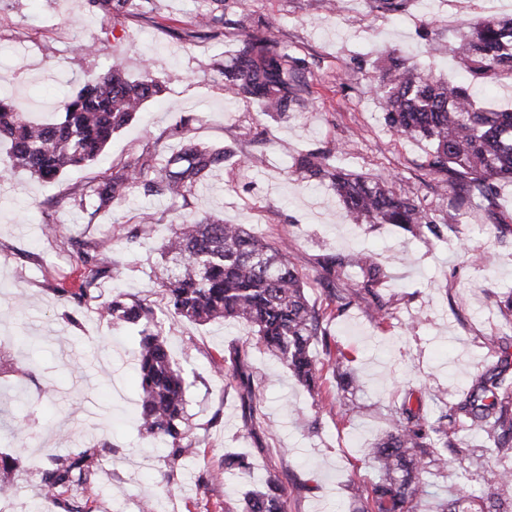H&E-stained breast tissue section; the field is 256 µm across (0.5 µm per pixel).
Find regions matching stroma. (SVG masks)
<instances>
[{
    "mask_svg": "<svg viewBox=\"0 0 512 512\" xmlns=\"http://www.w3.org/2000/svg\"><path fill=\"white\" fill-rule=\"evenodd\" d=\"M489 14L511 15L512 0H411L398 13L369 0H137L132 9L94 0H0V97L33 118H57L59 100L111 64L162 85L98 161L54 181L11 171L9 145L0 143V409L17 421L15 434L0 437V453L19 461L0 512H48L43 469L86 449L103 465L93 490L77 496L90 512H141L146 499L155 512H240L244 492L270 471L289 488L286 512H353L349 486L375 480L362 450L391 430L394 398L414 390L427 416L437 417L445 390H464L495 362L486 339L512 328L496 303L512 291V232L467 208L438 236L390 224L355 229L335 193L297 173L293 161L307 150L332 151L337 166L390 176L397 193L445 215L452 193L438 188L423 144L389 131L372 87L392 50L455 80L452 58L432 59L419 37L422 20L433 19L437 37L453 47L456 33ZM264 22L302 61L309 99L277 121L256 102L228 97L218 74ZM179 123L229 153L185 197L138 189L107 213L71 206V197L108 182L130 158L179 150ZM148 215L153 228L139 235ZM208 217L249 225L285 246L319 308L328 291L343 293L360 279L350 269L325 280L323 258L373 254L384 272L377 300L326 325L352 360L358 382L345 399L360 415L340 416L333 405L336 380L323 351L315 353L320 379L311 392L256 345L246 323L201 325L166 313L153 275L159 249L173 224ZM89 245L120 271L100 279L99 302L120 294L160 311L170 355L187 373L197 453L178 468L137 420L136 329L100 320L94 306L61 294L78 281V252ZM233 357L259 395L250 414L235 379L217 368ZM31 362L32 377L16 379L14 367ZM449 440L434 491L443 495L464 481L475 494L490 492L499 461L466 472L469 455L486 444L484 433L468 428ZM228 454L243 455L248 471H225ZM206 470L218 476L207 486Z\"/></svg>",
    "mask_w": 512,
    "mask_h": 512,
    "instance_id": "1",
    "label": "stroma"
}]
</instances>
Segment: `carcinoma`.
<instances>
[{"mask_svg": "<svg viewBox=\"0 0 512 512\" xmlns=\"http://www.w3.org/2000/svg\"><path fill=\"white\" fill-rule=\"evenodd\" d=\"M512 18L493 15L473 24L462 35L457 65L471 81L457 85L425 73L416 63L395 52L379 67L373 87L386 125L398 136L426 147V166L442 174V188L461 193L469 208L489 213L492 223L508 225L492 209L498 183L512 180V110L483 106L474 87L488 82L512 85V53L499 52ZM298 66L288 46L269 35L246 36L224 68L229 93L257 100L270 114L302 106L296 80ZM160 91L152 77L131 80L111 66L88 80L79 91L62 102L59 120L30 119L11 102L0 100V139L10 142L11 167L42 181H53L64 171L84 166L102 152L112 134L126 125L140 105ZM226 149L192 138L184 139L173 155H140L126 171L89 195L73 203L93 212L109 211L138 184L148 192L183 197L224 160ZM295 170L326 181L356 224H390L407 231L438 224H452L448 214L437 218L415 199L397 194L390 177L368 178L347 173L331 162V151L299 154ZM164 263L155 278L168 297L169 313L200 324L216 320H241L253 328L256 343L264 346L308 390L320 379V369L311 347L320 345L331 354L324 322L354 302L371 294L382 276L372 257L353 259L362 280L343 296L329 295L331 309L311 305L304 282L285 250L254 235L245 224L222 221L187 222L175 225L163 245ZM83 272L71 297L79 305L96 299L98 280L110 272L94 250L79 256ZM100 317L137 325V350L141 391L140 421L147 431L171 443L169 461L176 464L195 453L186 439L184 417L187 382L184 371L168 352L166 339L150 325L155 311L140 301L128 302L118 295L97 307ZM507 336H492L499 359L475 374L466 392L452 403L450 412L429 420L408 393L395 406L391 431L363 450L364 458L377 471L371 489H358L357 512H410L409 504L430 495L424 475L442 467L445 457L429 449L448 447V423L476 426L486 435L484 453L471 459L483 467L488 456L512 455V365ZM349 359L336 349L331 367L337 393H347L353 379L347 371ZM98 468L93 454L84 450L54 458L42 472V485L57 492L74 487L85 489ZM17 461L0 455V496L10 490ZM287 489L273 471L263 487L245 493L242 512H284ZM437 512H503L499 493L475 495L461 485L447 498L439 499Z\"/></svg>", "mask_w": 512, "mask_h": 512, "instance_id": "obj_1", "label": "carcinoma"}]
</instances>
